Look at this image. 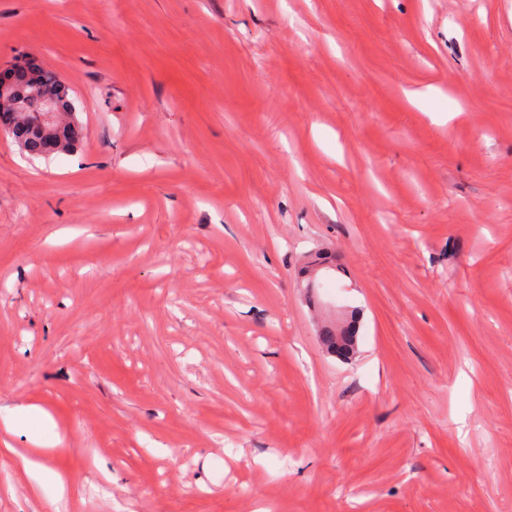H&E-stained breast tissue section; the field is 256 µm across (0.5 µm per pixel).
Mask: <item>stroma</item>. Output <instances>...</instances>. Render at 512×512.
I'll list each match as a JSON object with an SVG mask.
<instances>
[{
  "instance_id": "35a3bbf8",
  "label": "stroma",
  "mask_w": 512,
  "mask_h": 512,
  "mask_svg": "<svg viewBox=\"0 0 512 512\" xmlns=\"http://www.w3.org/2000/svg\"><path fill=\"white\" fill-rule=\"evenodd\" d=\"M21 54L83 141L0 138V512L56 431L69 512H512V0H0ZM348 332V336H351L350 339L346 341V344L340 346L336 341L337 330L335 324L323 326L319 338L327 352L340 358L348 359L354 354L357 343L356 326H353L351 323Z\"/></svg>"
}]
</instances>
